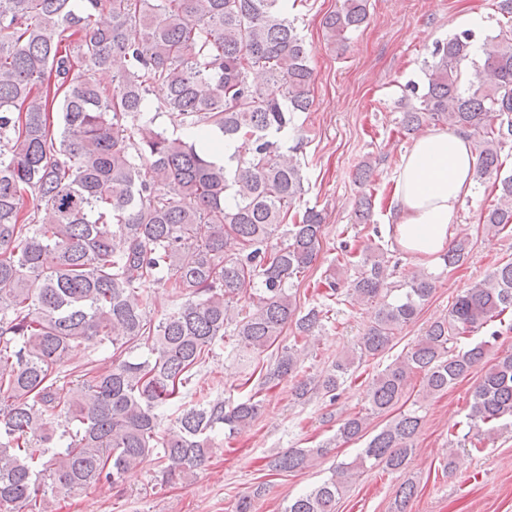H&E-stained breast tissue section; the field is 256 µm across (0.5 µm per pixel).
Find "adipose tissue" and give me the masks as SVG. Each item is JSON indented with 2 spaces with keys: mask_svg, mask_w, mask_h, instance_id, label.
<instances>
[{
  "mask_svg": "<svg viewBox=\"0 0 512 512\" xmlns=\"http://www.w3.org/2000/svg\"><path fill=\"white\" fill-rule=\"evenodd\" d=\"M475 152L467 132L429 128L404 155L390 203L398 242L430 258L452 240L458 209L475 190Z\"/></svg>",
  "mask_w": 512,
  "mask_h": 512,
  "instance_id": "1",
  "label": "adipose tissue"
}]
</instances>
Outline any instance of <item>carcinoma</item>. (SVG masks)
Masks as SVG:
<instances>
[{"instance_id":"1","label":"carcinoma","mask_w":512,"mask_h":512,"mask_svg":"<svg viewBox=\"0 0 512 512\" xmlns=\"http://www.w3.org/2000/svg\"><path fill=\"white\" fill-rule=\"evenodd\" d=\"M367 21V0H342L323 21L326 41L341 50ZM475 42L463 30L433 45L426 84L409 85L402 103L400 132L434 124L477 138L475 178L497 192L483 224L499 233L512 229V172L501 157L512 137V32L484 39L478 61ZM310 54L288 0H0V512H53L60 493L117 487L149 461L161 484L187 480L212 457L217 434L246 430L263 408L259 390L228 406L192 387L224 337L252 363L288 325L303 337L323 327L326 311H298L295 286L320 251L324 216L307 208L285 223L304 192L303 138L281 141L311 107ZM96 71L112 73V86ZM150 112L194 137L168 133ZM216 132L247 138L251 152L213 161L206 137ZM372 209L363 195L358 223ZM469 251L457 236L441 260L458 266ZM387 254L374 242L354 279H342V267L325 276L328 296L343 289L376 303L352 353L316 379L284 345L263 384L289 378L299 400H334L355 364L391 349L437 277L415 269L389 288ZM150 285L171 298L159 317L146 303ZM511 309L509 262L457 294L448 315L372 378L365 405L331 441L289 448L268 467L301 471L332 443L364 437L416 375L430 397L484 367L468 420L489 434L512 425V353L489 365L496 333L470 340ZM81 345L112 349L111 364L71 361ZM420 411L415 401L399 412L283 512H336L369 462L404 469ZM416 494L402 483L393 512H407Z\"/></svg>"}]
</instances>
